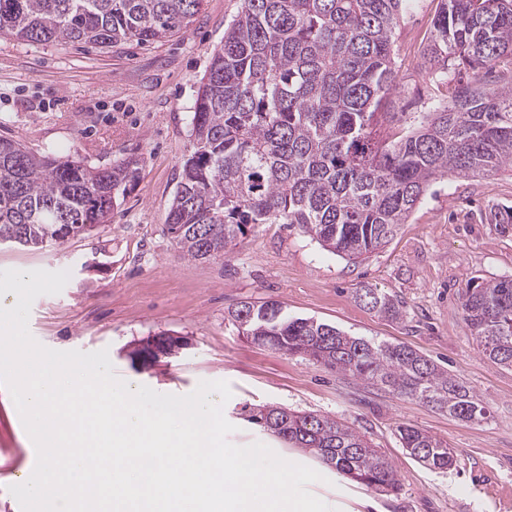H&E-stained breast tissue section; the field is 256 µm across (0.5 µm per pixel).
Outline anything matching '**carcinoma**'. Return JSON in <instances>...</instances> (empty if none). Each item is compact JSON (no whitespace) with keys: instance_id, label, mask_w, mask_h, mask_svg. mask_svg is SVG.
Segmentation results:
<instances>
[{"instance_id":"cac0c4a2","label":"carcinoma","mask_w":512,"mask_h":512,"mask_svg":"<svg viewBox=\"0 0 512 512\" xmlns=\"http://www.w3.org/2000/svg\"><path fill=\"white\" fill-rule=\"evenodd\" d=\"M204 0H0V35L27 44H153L183 29ZM412 0H242L196 91L193 151L167 226L182 255L208 261L250 224H288L323 249L364 259L408 223L437 179L512 164V0H441L421 66L448 82L472 72L419 113L402 136L383 134L397 89L394 37ZM138 162L93 167L0 138V239L40 247L112 223L138 182ZM368 310L401 320V303L355 289ZM462 310L482 353L512 367V278L468 281ZM253 343L416 399L466 422L487 409L457 377L403 343L351 335L276 302L228 311ZM256 423L338 473L377 491L397 488L392 464L335 419L269 405ZM402 448L438 470L448 445L413 427Z\"/></svg>"}]
</instances>
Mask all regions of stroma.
<instances>
[{
    "label": "stroma",
    "instance_id": "1",
    "mask_svg": "<svg viewBox=\"0 0 512 512\" xmlns=\"http://www.w3.org/2000/svg\"><path fill=\"white\" fill-rule=\"evenodd\" d=\"M439 0H420L397 31L395 109L402 125L428 111L435 76L418 68ZM241 0H205L187 29L149 46L103 50L87 44L32 46L0 36V137L41 153L54 149L94 166L139 162L140 180L111 223L38 249L0 246V270L69 271L60 293L37 297L28 328L43 346L85 353L108 350L123 381L186 395L223 380L231 443L260 442L322 476L310 492L332 512H512V368L482 354L463 318L460 294L470 278L512 277V167L491 176L437 180L408 223L369 258L323 250L285 224L251 226L216 261L184 258L167 232L183 164L192 151L191 111L200 78ZM397 295L404 317L367 310L355 289ZM242 301H275L351 334L419 350L461 378L490 415L465 423L315 361L260 347L239 335L228 312ZM166 333L189 346L145 368L127 351ZM274 404L335 418L392 463L398 489L385 494L336 473L308 451L253 423ZM411 425L444 441L454 464L434 470L401 446ZM35 462V449L0 385V512H17L8 487Z\"/></svg>",
    "mask_w": 512,
    "mask_h": 512
}]
</instances>
